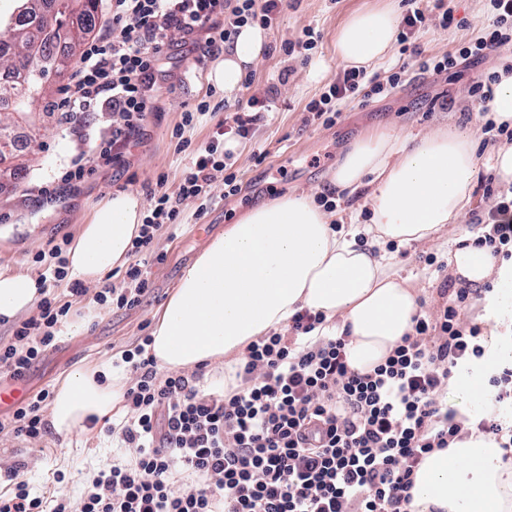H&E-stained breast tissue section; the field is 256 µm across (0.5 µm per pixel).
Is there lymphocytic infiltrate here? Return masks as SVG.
<instances>
[{"mask_svg": "<svg viewBox=\"0 0 512 512\" xmlns=\"http://www.w3.org/2000/svg\"><path fill=\"white\" fill-rule=\"evenodd\" d=\"M286 0H112L103 31L82 52L73 80L58 104L70 133L84 139L88 116L112 113L94 154L102 165L123 163L132 142L156 111L158 80L170 57L171 32H179L186 55L200 66L229 48L241 27L272 28ZM495 20L483 35L457 52L422 61L433 76L464 61L478 65L512 45V0H489ZM406 66L380 79L363 68H346L305 107L308 119L335 123L339 104L370 100L405 82ZM276 87L249 96L241 110L216 125L210 142L193 153L182 171L179 192L152 189V208L130 249L120 284H105L99 303L119 309L140 306L149 292V266L161 262L154 242L160 226L179 222L178 204L211 201L223 181L225 196L238 195L230 141L252 140L277 95ZM491 204L475 216L481 227L472 244L497 260L512 261V188L485 183ZM65 242L51 243L34 260L43 266L41 299L10 339L0 340V374L25 380L34 365L58 345V333L75 300L86 296L69 281ZM65 287L68 300L55 288ZM449 299L436 312L418 310L410 333L384 363L361 373L346 360V335L326 330L322 315L296 313L283 331L251 342L235 366L237 388L229 393L199 386L202 369L162 372L145 347L121 352L128 372L125 416L107 433L128 451L93 479L77 502L47 505L32 494L19 470L0 491V512H409L414 478L425 457L472 437L494 440L512 463V364L487 358L481 326L462 310L473 290L445 279ZM476 364L487 380L492 412L458 419L445 394L454 369ZM52 398L43 388L0 418V434L30 442L50 427Z\"/></svg>", "mask_w": 512, "mask_h": 512, "instance_id": "f902f5d3", "label": "lymphocytic infiltrate"}]
</instances>
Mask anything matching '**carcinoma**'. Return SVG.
Wrapping results in <instances>:
<instances>
[{"label":"carcinoma","instance_id":"obj_1","mask_svg":"<svg viewBox=\"0 0 512 512\" xmlns=\"http://www.w3.org/2000/svg\"><path fill=\"white\" fill-rule=\"evenodd\" d=\"M17 11L9 18H0V33L11 34L0 39V66L10 68L14 81L0 83V109L12 107L15 112L26 111L31 100L41 98L46 91L44 74L49 69L58 70L68 64L69 56L56 51L54 38L45 34L42 19L53 12L59 27L72 34L64 41L70 52H76L94 31L101 0H19ZM41 39L43 62L40 67L29 65L25 55L30 38Z\"/></svg>","mask_w":512,"mask_h":512}]
</instances>
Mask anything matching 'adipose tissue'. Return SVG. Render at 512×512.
<instances>
[{
	"mask_svg": "<svg viewBox=\"0 0 512 512\" xmlns=\"http://www.w3.org/2000/svg\"><path fill=\"white\" fill-rule=\"evenodd\" d=\"M397 32L393 6L360 9L341 25L336 55L346 66H369L387 55ZM265 40L259 27L241 28L233 47L207 72V83L236 96ZM476 152L473 133L458 126L415 136L374 130L337 162L331 180L336 193L363 195L368 223L332 227L311 194L289 192L225 225L185 270L155 321L147 351L158 369L220 362L225 385H233L245 348L287 327L303 309L322 313L330 328L348 334L352 369L366 372L383 362L411 332L420 294L392 271L386 246L428 242L461 222L479 178ZM142 220L134 194L101 202L67 252L71 279L95 285L124 266ZM448 266L478 286L492 276L512 286V264L495 266L470 245L450 252ZM39 299L35 278L0 272V318H14ZM482 303L477 320L494 337L489 356H512L505 340L512 324L500 299L487 294ZM124 389L122 370L73 372L53 397L52 427L69 433L89 418L118 414ZM412 494L411 512H512V466L503 463L494 441L470 439L428 454Z\"/></svg>",
	"mask_w": 512,
	"mask_h": 512,
	"instance_id": "adipose-tissue-1",
	"label": "adipose tissue"
}]
</instances>
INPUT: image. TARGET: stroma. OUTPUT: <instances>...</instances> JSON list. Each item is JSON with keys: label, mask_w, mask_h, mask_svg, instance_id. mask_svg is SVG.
<instances>
[{"label": "stroma", "mask_w": 512, "mask_h": 512, "mask_svg": "<svg viewBox=\"0 0 512 512\" xmlns=\"http://www.w3.org/2000/svg\"><path fill=\"white\" fill-rule=\"evenodd\" d=\"M387 3L401 14L414 7L412 0H288L274 29L267 33L261 56L247 69L258 88L277 82L284 68H291L292 74L265 120L258 124L253 141L232 146L234 167L243 183L241 194L225 198L224 186L219 183L208 206L196 200L181 202L180 226L165 225L157 233L155 248L164 259L151 267V290L142 305L133 310L117 309L98 304L94 295L85 296L73 306L68 325L62 326L57 348L25 381L5 378L0 386L15 389L23 397L43 388L57 389L75 370L112 365L117 351L138 337L150 335L155 316L174 292L183 271L214 235L246 210L284 192L325 190L337 161L369 129L383 126L416 135L448 124L480 134L485 119L467 90L479 70L496 69L501 58L511 59L512 47L487 59L478 70L456 68L438 77L419 75L371 101L348 99L341 104L335 125L307 122L306 104L319 97L328 80L343 68L335 51L340 25L359 9ZM448 5L455 26L444 29L438 22H429L407 43H394L382 61L371 65V72L384 78L404 63L417 68L427 58L475 40L493 22L489 0H448ZM307 27L314 29L318 43L305 63L299 55H287L283 47L296 42ZM205 75V69L200 68L174 83L162 80L159 110L149 116L144 135L131 147L126 164L113 169L92 166L81 184L74 188L58 186L50 200L39 196L37 188L54 181L76 144L60 111L47 114L42 104H35L44 126L40 142L30 143L27 127L17 126L16 149L0 160V271L39 277L42 268L34 262V255L51 239L75 238L93 209L112 194L135 193L144 208H151L150 190L162 176L167 192L177 195L181 171L192 149L204 146L224 117V93L206 83ZM201 99L210 101L215 110L185 128L183 137L190 148L176 152L172 132L180 125L186 106ZM258 148L267 152L259 165L252 158ZM471 229L465 222L451 224L433 241L398 246L395 270L420 288V298L428 309L437 308L444 281L443 273L429 265V257L446 259L449 250L455 249ZM82 319L88 322L84 333L71 335V323ZM119 454L111 438L97 429L53 433L41 443L0 436V462L8 467L23 464L30 487L51 504L61 498L77 500L84 487Z\"/></svg>", "instance_id": "1"}]
</instances>
